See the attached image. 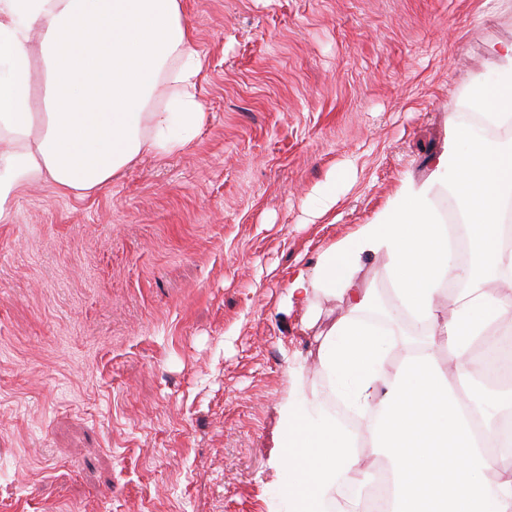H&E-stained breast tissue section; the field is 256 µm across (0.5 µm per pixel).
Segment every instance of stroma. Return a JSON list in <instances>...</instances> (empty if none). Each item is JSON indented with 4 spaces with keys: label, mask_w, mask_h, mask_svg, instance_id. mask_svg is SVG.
Returning a JSON list of instances; mask_svg holds the SVG:
<instances>
[{
    "label": "stroma",
    "mask_w": 512,
    "mask_h": 512,
    "mask_svg": "<svg viewBox=\"0 0 512 512\" xmlns=\"http://www.w3.org/2000/svg\"><path fill=\"white\" fill-rule=\"evenodd\" d=\"M181 4L191 143L0 223V512H295L281 407L327 394L348 301L289 282L429 176L512 40V0Z\"/></svg>",
    "instance_id": "35a3bbf8"
}]
</instances>
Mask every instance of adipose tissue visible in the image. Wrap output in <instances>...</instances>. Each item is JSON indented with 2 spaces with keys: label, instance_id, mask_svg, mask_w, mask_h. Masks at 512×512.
<instances>
[{
  "label": "adipose tissue",
  "instance_id": "1",
  "mask_svg": "<svg viewBox=\"0 0 512 512\" xmlns=\"http://www.w3.org/2000/svg\"><path fill=\"white\" fill-rule=\"evenodd\" d=\"M492 57L496 78L477 83L472 104L485 125L511 127L512 42L493 47ZM202 66L180 0H0V139L12 144L0 153V222L33 184L86 197L143 155L184 148L205 120L196 94ZM38 74L43 102L34 97ZM442 160L426 181L403 180L381 219L298 270L289 296L306 303L320 288L350 302L323 336L318 362L363 415L369 446L386 451L387 512H512V434L501 428L512 419V388L486 407L471 383L472 348L512 320V295L488 287L512 281L502 223L512 205V147L455 127ZM438 189L457 198L476 265L453 262L455 231L433 207ZM366 251L387 257L392 318L417 334L391 373L385 354L395 332L365 318L374 294L356 285ZM443 351L456 378L441 369ZM284 426L281 464L295 476L288 489L305 499L304 512H367L373 475L335 422L291 404Z\"/></svg>",
  "mask_w": 512,
  "mask_h": 512
}]
</instances>
